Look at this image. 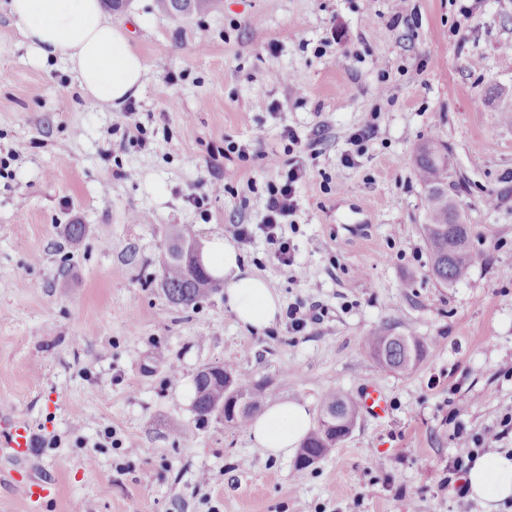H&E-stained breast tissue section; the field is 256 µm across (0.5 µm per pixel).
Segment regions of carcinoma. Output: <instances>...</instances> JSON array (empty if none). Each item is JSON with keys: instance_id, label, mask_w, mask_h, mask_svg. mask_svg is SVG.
Listing matches in <instances>:
<instances>
[{"instance_id": "1", "label": "carcinoma", "mask_w": 512, "mask_h": 512, "mask_svg": "<svg viewBox=\"0 0 512 512\" xmlns=\"http://www.w3.org/2000/svg\"><path fill=\"white\" fill-rule=\"evenodd\" d=\"M162 10L176 14L203 13L210 10L214 0H159ZM452 159L443 144L430 140L421 145L415 157L419 180L426 192L427 224L423 234L431 256V274L437 282L448 286L467 278L473 265L470 247V227L456 223L458 209L453 197L442 195L448 186V169ZM196 242L194 234L183 227L171 237L159 277L162 290L175 305L189 307L212 295L219 283L207 272L193 267L183 258L181 248ZM422 342L414 336H390L378 333L365 341L362 355L382 366L405 371L419 360ZM260 382L229 366H209L194 379V409L199 418L219 415L240 404L230 423L243 426L259 409L256 398ZM322 412L336 414V428L326 427L319 418L316 428L300 446V452L322 458L341 444L356 423L357 406L342 394H330Z\"/></svg>"}]
</instances>
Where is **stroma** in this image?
<instances>
[{"label": "stroma", "mask_w": 512, "mask_h": 512, "mask_svg": "<svg viewBox=\"0 0 512 512\" xmlns=\"http://www.w3.org/2000/svg\"><path fill=\"white\" fill-rule=\"evenodd\" d=\"M8 3L0 406L33 427L36 448L14 468L0 447V512H22L33 475L48 489L37 512H482L448 466L463 439L512 448V0H408L403 18L397 0H218L191 16L126 0L109 17L147 67L136 130L89 105L64 61L33 63ZM366 125L359 151L349 137ZM430 139L448 148V192L472 230V269L450 286L422 234L413 160ZM215 162L220 197L207 190ZM296 165L308 175L283 233L297 276L262 228L268 183ZM67 224L86 225L81 242ZM180 224L205 246L233 240L283 316L255 333L223 293L172 304L159 269ZM313 303L321 320L291 330L287 310ZM379 329L423 340L412 370L362 359ZM216 363L252 374L266 404L303 399L316 417L329 391L371 383L389 410L360 413L300 469L198 418L194 378Z\"/></svg>", "instance_id": "1"}]
</instances>
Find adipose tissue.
<instances>
[{"label":"adipose tissue","instance_id":"obj_1","mask_svg":"<svg viewBox=\"0 0 512 512\" xmlns=\"http://www.w3.org/2000/svg\"><path fill=\"white\" fill-rule=\"evenodd\" d=\"M23 29L30 58L46 64L64 57L93 104L114 106L137 95L146 66L130 47L125 29L113 26L100 0H10ZM224 276L225 305L243 328L263 331L281 314V301L268 283L245 267L236 248L215 240L208 259ZM312 427L307 406L297 401L269 405L248 428L255 448L288 457ZM470 498L487 512L512 499V452L477 457L466 476Z\"/></svg>","mask_w":512,"mask_h":512}]
</instances>
